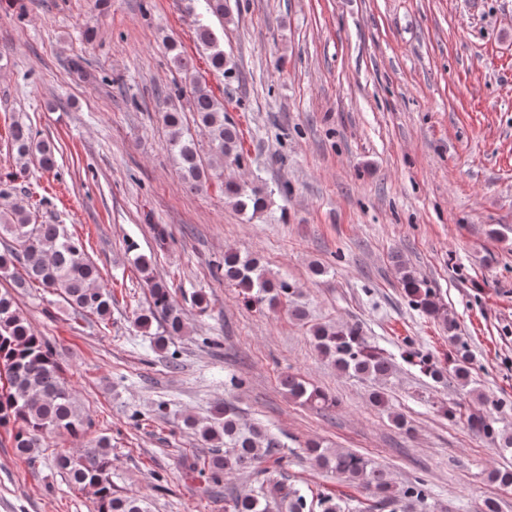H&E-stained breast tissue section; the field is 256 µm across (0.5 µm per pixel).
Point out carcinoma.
<instances>
[{
	"label": "carcinoma",
	"instance_id": "carcinoma-1",
	"mask_svg": "<svg viewBox=\"0 0 512 512\" xmlns=\"http://www.w3.org/2000/svg\"><path fill=\"white\" fill-rule=\"evenodd\" d=\"M204 8L208 14L231 20L228 0H204ZM196 36L198 42L210 50L211 69L222 75L230 73L232 66L224 51L218 48L215 30L201 23ZM167 51L176 69L189 74L193 62L177 44H167ZM186 96L216 156L239 167L244 164L245 156L240 132L226 117L224 105L195 81L187 87L175 86L159 101L158 111L162 112V121L170 131L168 149L179 165L183 184L191 191H198L205 187L212 174L201 162L198 142L184 129L182 113L168 107L173 98ZM12 140L19 158L35 155L45 171L57 167L55 149L37 139L32 128L15 126ZM271 194L272 191L263 187L224 180V199L252 217L267 211ZM0 239L11 241L9 248L0 253V277L12 280L13 287L38 285L59 295L78 313L93 314L101 319L110 317L112 292L99 284L98 267L88 258L82 240L66 225L36 224L31 211L24 204L14 202L0 210ZM17 263L22 267L19 275L14 273ZM134 263L146 274L151 295V305L146 313L138 315L137 326L147 329L154 321H162L163 334L154 337L153 343L156 349L164 350L170 340L187 333L182 309L171 289L149 276V261L145 256L137 255ZM398 267L409 303L430 317L443 319L451 347L446 367L438 366L410 341L406 342L404 360L419 367L435 382L450 376L463 387L470 385L472 356L467 345L456 336L455 322L443 316L437 294L412 267L402 261L398 262ZM223 270L224 281L241 288L246 301L282 304L291 308L292 315L304 316L296 302L297 289L286 279L269 276L258 259L229 252L224 255ZM311 332L317 349L331 360L337 371L373 382L385 381L392 375L393 364L389 357L365 336L360 325H321L312 327ZM281 386L288 397L319 413L330 415L336 409V400L309 386L294 373L283 375ZM85 425L82 410L61 377L49 343L32 332L18 310L14 293L0 290V428H15L14 448L24 456L41 447L53 431L64 429L78 437ZM187 425L204 441L215 444L211 456L190 468V474L205 478L210 489L222 488L224 477L236 472L266 473V463L282 467L284 454L279 439L244 422L230 403L224 404L210 421H189ZM470 428L475 434L491 439L500 451L512 452V433L495 429L486 416L473 417ZM303 451L316 467L371 494L369 504L362 506L360 512H429L434 490L423 476L415 475L397 486L384 470L362 454L331 448L320 441L306 442ZM57 464L71 484L93 491L97 512H150L146 498L123 495L113 489L111 443L107 438L87 443L76 456L59 455ZM343 502L344 499L328 492L311 499L283 480H270L259 495L224 498V512H270L273 508L286 512H314L316 508L320 512H345Z\"/></svg>",
	"mask_w": 512,
	"mask_h": 512
}]
</instances>
